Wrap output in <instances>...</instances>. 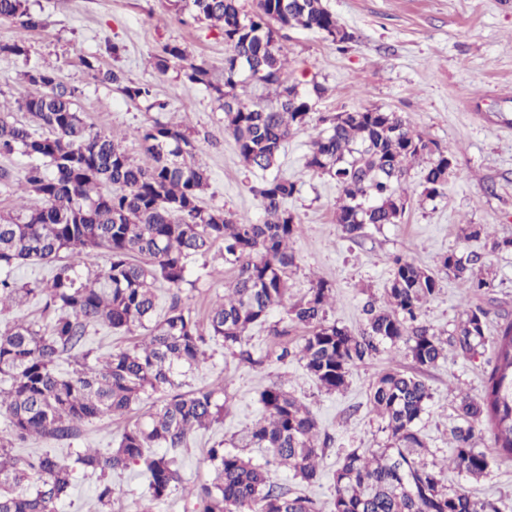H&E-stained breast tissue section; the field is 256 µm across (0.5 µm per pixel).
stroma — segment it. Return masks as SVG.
<instances>
[{
	"label": "stroma",
	"mask_w": 512,
	"mask_h": 512,
	"mask_svg": "<svg viewBox=\"0 0 512 512\" xmlns=\"http://www.w3.org/2000/svg\"><path fill=\"white\" fill-rule=\"evenodd\" d=\"M324 6L354 39L337 50L325 34L300 28L283 31L289 82L301 89L320 85L314 117L366 108L402 113L426 138L450 150L453 174L444 196L422 193L421 163L410 167L401 186L406 211L396 224L367 227L364 237L344 238L334 211L340 191L329 176L305 166L315 132L307 126L285 143L279 176L295 181L299 191L287 203L299 230L290 246L296 265L288 276L287 301L295 303L322 278L334 287L335 301L327 319L359 332L366 324L363 307L382 299L391 276V260L403 255L437 273L439 291L422 309V319L436 333H451L463 318L464 290L443 273L448 252H476L482 272L493 282L480 302L490 311L487 334L495 336L503 319L512 318V252H491L484 241L467 239L470 224L484 225L494 237H512V0H323ZM32 11L47 19L45 29L26 38V54L0 53V115L18 116V91L26 71L55 67L62 84L74 88L78 109L94 129L116 134L128 155L148 165L139 137L154 122H178L194 140L197 160L206 167L209 184L201 195L204 206L253 223L263 220L260 200L252 191L262 175L240 160L235 142L224 130V113L214 88L224 82V39L218 29L180 16L168 0H29ZM167 43L180 44L188 61L205 64L213 88L188 83L178 67L161 73L153 57ZM118 53H110L109 45ZM120 73L123 83L150 85L165 110L145 100H130L122 85L100 83L95 67ZM196 282L184 286L182 300L199 320L234 277L219 250L196 257ZM249 346L266 362H240L222 343L211 344L205 362L186 380L187 390L223 385L228 410L222 424L193 435L182 452L185 482H212L214 471L206 451L213 441L237 446L261 416L259 395L280 384L316 416L321 435L332 442L319 462L321 476L308 486L310 496L330 501L333 475L343 455L353 448L383 447L387 435L368 411L372 380L388 367L414 371L411 358L395 348L356 366L346 387L335 393L320 389L298 360L277 362L273 337L253 329ZM494 365L492 347L467 360L448 351L424 372L431 398L419 424L428 458L443 462L451 454L450 432L460 425L456 411L461 393L479 397ZM123 421L103 417L86 424L69 441L31 440L19 453L52 449L75 457L85 448L115 447ZM476 445L490 455L480 479L446 471L445 481L479 498L490 497L501 512H512V460L495 456L492 436L482 433ZM118 495L115 512H140L147 501V483L138 467L113 474Z\"/></svg>",
	"instance_id": "35a3bbf8"
}]
</instances>
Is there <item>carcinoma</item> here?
<instances>
[{
    "label": "carcinoma",
    "mask_w": 512,
    "mask_h": 512,
    "mask_svg": "<svg viewBox=\"0 0 512 512\" xmlns=\"http://www.w3.org/2000/svg\"><path fill=\"white\" fill-rule=\"evenodd\" d=\"M246 11L238 0H175L181 15L208 21L224 35V86L212 83L209 70L183 64V49L162 46L155 68L166 72L180 62L184 79L213 89L224 111L225 130L243 163L268 171L281 148L308 123L313 92L301 91L284 77L287 48L279 30L288 27L322 32L336 45L352 40L322 0H254ZM0 19L14 23L17 39L0 44L1 53H26L25 35L46 26L27 0H0ZM254 84L274 89L269 101L242 97L237 89ZM28 122L0 116V152H19L34 160L21 178L0 168V185L35 194L40 205H23L0 217V313L12 304L35 301L54 313L46 324L20 322L0 332V410L8 433L0 436V512H55L75 484L76 469L100 476L99 512H112L110 476L131 465L142 468L149 501L167 500L177 489L186 512H320L305 487L318 479L325 446L310 409L273 383L260 394L262 417L246 435V446L263 448L268 458L255 463L216 440L207 450L215 477L209 484L183 485L182 448L198 431L224 418V386L183 392L185 378L206 359L216 341L245 363L262 365L248 348V333L268 326L274 337L288 327L270 324L271 311L284 303L288 272L294 264L289 242L298 229L287 199L297 183L282 177L256 190L263 221L227 216L200 204L206 169L196 147L178 125L156 121L141 132L152 162L135 163L115 135L92 132L76 107L75 91L53 69L24 74L18 98ZM427 159L423 193L440 197L448 186L453 155L424 139L395 111L340 112L313 137L306 167L336 181L341 197L336 223L347 238L362 237L367 226L397 223L405 213L400 185L407 164ZM220 246L224 264L235 271L227 293L198 321L171 297L164 319L151 324L157 308L155 284L177 291L189 279L195 257ZM104 252L105 264L89 258ZM481 256L454 252L442 267L462 281L466 295L492 287L477 269ZM23 263H51L47 280L20 283L14 272ZM86 272H81V269ZM438 277L408 258L394 260L382 302H367V327L359 334L326 319L333 285L317 280L287 314L308 329L298 350L284 346L276 355H293L328 393L347 385L351 369L389 345L404 351L421 368L432 367L452 347L474 359L486 343L495 364L482 395H463L457 411L464 424L451 431L449 466L471 477L489 468L476 434L486 424L497 455L512 460V320L487 339L489 311L467 304L465 318L442 339L420 320L421 308L438 291ZM106 327L145 334L132 347L106 358H92L89 331ZM74 358L63 373V357ZM161 395V404L124 427L118 446L88 449L69 464L51 452L24 457L15 444L30 436L57 441L79 437L84 424L102 416L125 417L145 395ZM431 394L426 381L398 369L380 374L370 386V411L387 434L382 448H353L333 475L331 512H500L492 499H476L463 487L447 486L443 472L425 459L426 443L417 428ZM163 452L158 453L156 449ZM292 473L293 484L271 481L269 466Z\"/></svg>",
    "instance_id": "carcinoma-1"
}]
</instances>
